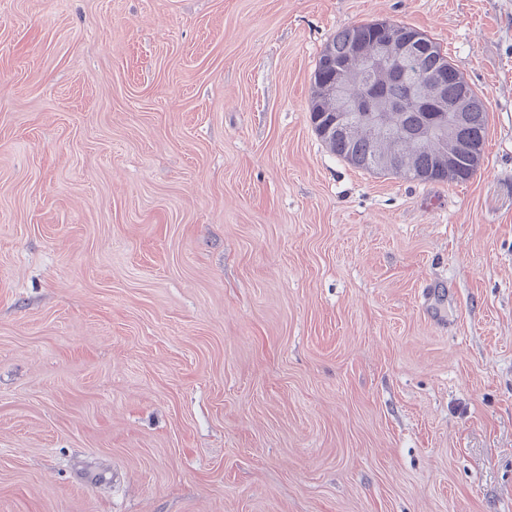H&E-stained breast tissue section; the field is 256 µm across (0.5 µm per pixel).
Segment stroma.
<instances>
[{
    "instance_id": "stroma-1",
    "label": "stroma",
    "mask_w": 512,
    "mask_h": 512,
    "mask_svg": "<svg viewBox=\"0 0 512 512\" xmlns=\"http://www.w3.org/2000/svg\"><path fill=\"white\" fill-rule=\"evenodd\" d=\"M374 20L467 182L316 135ZM0 512H512V0H0ZM388 23L371 21L345 27L336 31V34L327 42L311 77L313 96L310 119L316 134L333 154L349 163L353 159L371 160L379 154L397 152L402 156L407 167L427 176L422 180L424 182L469 180L480 163L487 133V112L482 99L448 60V55L442 52L437 42L414 28L405 25L400 28L399 24V29H393L386 27ZM403 29L418 32L423 40L422 47L407 66L406 73L396 66V52H398L399 64L403 65L412 57L415 49L414 42L419 35L403 38L406 34L401 32ZM399 39L402 40L397 50L395 44ZM378 42L380 43L372 54L356 55L360 49L370 50ZM391 44L392 55L381 65L379 77L373 86L367 85L361 70L354 66L350 70L348 81L347 65L352 64L358 57L362 60L366 81L370 82L378 62L390 54ZM342 64L346 66L336 68L337 65ZM335 68L332 78L324 83ZM434 80L439 85L440 98L448 100V103L443 102L436 106L435 99L438 91L433 85L427 88L417 87L412 97L415 85H427ZM347 81V94L350 97L369 95L356 99L346 97L344 90ZM323 83V88L336 96V101L340 105L337 110L336 101L333 99L323 97L320 102L315 100ZM370 94H375L390 104L401 103L402 112H400L401 106L381 105L379 100ZM410 100L413 106L430 109L432 112H424L413 107L410 105ZM453 103H459L466 113L465 123H463L464 112L460 107L448 106ZM435 110L442 112L443 121H448V134L434 135L426 139L433 135L434 125L421 126L437 113L434 112ZM331 112H336L334 127L339 132L348 133L353 124L349 134L343 136L333 130L326 132ZM389 112L398 113L392 115L391 125L385 133L375 135L373 130L380 132L386 127L389 122ZM355 114L363 115L368 122L362 117H356L352 123V116ZM455 129L454 138L449 139L448 135ZM411 130H417L411 134L415 139L426 140L416 141L405 135V131ZM468 143H478L480 147L477 144ZM465 144H468L465 148L469 154L461 150L462 145ZM446 152L456 155L458 170L448 155L444 159L448 172L442 167L441 156ZM475 154L477 155L474 156Z\"/></svg>"
}]
</instances>
